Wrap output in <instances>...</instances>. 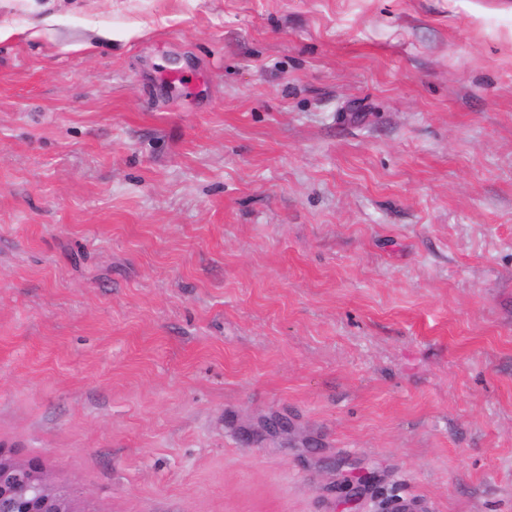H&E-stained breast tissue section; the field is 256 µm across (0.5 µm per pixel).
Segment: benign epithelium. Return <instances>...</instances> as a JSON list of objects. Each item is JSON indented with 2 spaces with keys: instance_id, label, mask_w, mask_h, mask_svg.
Segmentation results:
<instances>
[{
  "instance_id": "7a95c632",
  "label": "benign epithelium",
  "mask_w": 512,
  "mask_h": 512,
  "mask_svg": "<svg viewBox=\"0 0 512 512\" xmlns=\"http://www.w3.org/2000/svg\"><path fill=\"white\" fill-rule=\"evenodd\" d=\"M0 512H85V508L50 481L44 465L20 460L0 448Z\"/></svg>"
}]
</instances>
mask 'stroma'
Returning <instances> with one entry per match:
<instances>
[{
    "label": "stroma",
    "mask_w": 512,
    "mask_h": 512,
    "mask_svg": "<svg viewBox=\"0 0 512 512\" xmlns=\"http://www.w3.org/2000/svg\"><path fill=\"white\" fill-rule=\"evenodd\" d=\"M0 27V446L91 512H512V0Z\"/></svg>",
    "instance_id": "obj_1"
}]
</instances>
